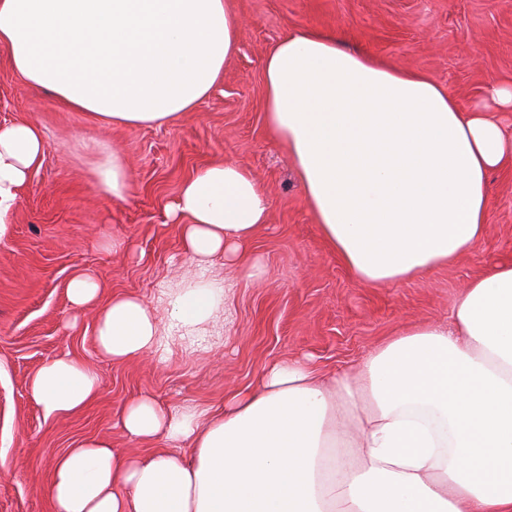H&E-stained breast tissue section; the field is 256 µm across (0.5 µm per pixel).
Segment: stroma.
<instances>
[{"mask_svg": "<svg viewBox=\"0 0 512 512\" xmlns=\"http://www.w3.org/2000/svg\"><path fill=\"white\" fill-rule=\"evenodd\" d=\"M238 52L208 99L162 127L114 126L26 85L0 49V125L41 128L48 147L7 224L0 226V512H53L47 489L55 458L86 438L146 452L118 419L142 394L162 406L218 408L267 364L310 357L322 373L357 367L398 328L444 321L463 288L512 262V167L490 175L493 205L469 256L410 280L361 282L325 243L287 151L263 110L265 53L288 31L342 30L348 49L430 76L466 111L490 105L491 82L512 83V0H235ZM119 155L130 175L125 200L97 190L102 163ZM232 162L271 200L250 250L261 281L216 260L224 306L201 346L174 347L162 364L99 357L94 313L75 314L66 287L75 270L112 293L157 303L190 268L166 208L207 165ZM67 354L100 378L80 412L45 418L29 382Z\"/></svg>", "mask_w": 512, "mask_h": 512, "instance_id": "35a3bbf8", "label": "stroma"}]
</instances>
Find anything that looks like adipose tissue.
<instances>
[{
	"mask_svg": "<svg viewBox=\"0 0 512 512\" xmlns=\"http://www.w3.org/2000/svg\"><path fill=\"white\" fill-rule=\"evenodd\" d=\"M241 26L233 0H0V47L25 83L115 125L163 126L197 109ZM263 83L266 124L359 280H407L480 243L488 176L512 164L497 118L460 111L424 73L347 51L337 30L288 32L264 57ZM45 150L35 124L0 126L1 224ZM268 209L265 188L232 163L183 184L167 217L194 274L162 290L164 319L76 271L67 297L95 309L98 355L163 362L194 344L224 303L214 257L261 277L247 247ZM98 389L95 370L66 354L31 380L48 419ZM120 423L136 441L188 442L192 456L81 441L53 464V512H512V263L474 279L449 321L400 330L351 373L328 380L288 360L220 412L144 395Z\"/></svg>",
	"mask_w": 512,
	"mask_h": 512,
	"instance_id": "1",
	"label": "adipose tissue"
}]
</instances>
